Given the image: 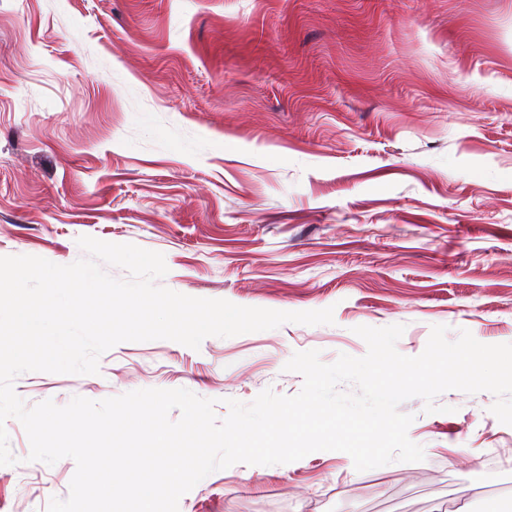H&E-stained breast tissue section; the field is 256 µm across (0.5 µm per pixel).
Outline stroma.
I'll return each mask as SVG.
<instances>
[{
  "instance_id": "1",
  "label": "stroma",
  "mask_w": 512,
  "mask_h": 512,
  "mask_svg": "<svg viewBox=\"0 0 512 512\" xmlns=\"http://www.w3.org/2000/svg\"><path fill=\"white\" fill-rule=\"evenodd\" d=\"M82 236L163 254L161 286L322 325L122 342L94 375L27 372L26 406L185 388L296 394L294 353L366 354L358 326L512 343V0H0V256ZM493 394L403 402L420 462L334 452L213 472L179 512H512ZM0 466V512H47L76 464Z\"/></svg>"
}]
</instances>
